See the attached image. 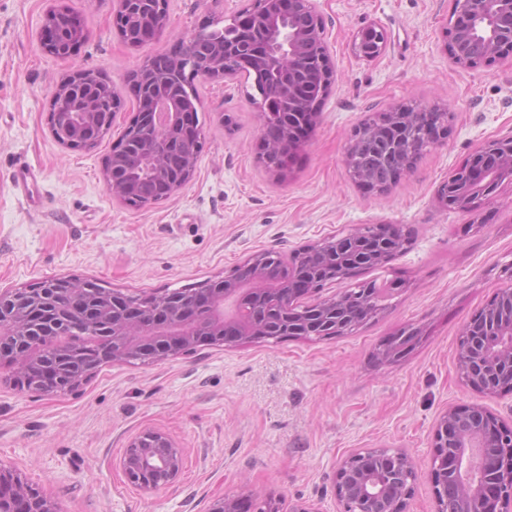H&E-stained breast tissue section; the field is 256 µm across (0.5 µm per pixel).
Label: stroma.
<instances>
[{
	"mask_svg": "<svg viewBox=\"0 0 512 512\" xmlns=\"http://www.w3.org/2000/svg\"><path fill=\"white\" fill-rule=\"evenodd\" d=\"M248 0H168L167 25L143 47L112 24L116 0H0V290L80 278L128 295L182 291L224 277L252 254L287 255L362 224H397L407 250L321 296L381 287V312L345 336L200 346L166 361L103 362L74 392L23 387L0 361V462L55 499L59 512H211L249 491L279 512H340L335 475L357 449H402L417 462L406 512H434L433 434L451 406L480 404L512 424V394L489 397L457 372L471 315L512 282V182L474 207H444L437 189L487 141L512 136V58L464 70L444 50L454 0H317L337 79L308 140L274 172L259 155L260 118L243 79H195L205 140L192 179L168 199L113 198L104 167L136 112L128 79L146 58L174 52L198 28L230 20ZM82 19L67 60L39 33L49 9ZM388 33L382 54L358 56V31ZM109 77L122 100L94 148L60 145L52 96L72 68ZM397 104L447 108L448 136L384 193L355 183L347 143ZM34 176V203L13 186ZM419 336L393 362L377 353ZM167 433L184 453L171 487L147 496L116 463L128 442Z\"/></svg>",
	"mask_w": 512,
	"mask_h": 512,
	"instance_id": "1",
	"label": "stroma"
}]
</instances>
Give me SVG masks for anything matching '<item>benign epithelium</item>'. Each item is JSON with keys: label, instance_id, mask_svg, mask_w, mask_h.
I'll return each mask as SVG.
<instances>
[{"label": "benign epithelium", "instance_id": "1", "mask_svg": "<svg viewBox=\"0 0 512 512\" xmlns=\"http://www.w3.org/2000/svg\"><path fill=\"white\" fill-rule=\"evenodd\" d=\"M117 25L132 46H143L166 26L165 0H118ZM454 22L446 28L445 50L455 66L475 69L512 56V0H454ZM262 9L248 21L262 32L254 40L245 30L225 35L216 56L203 62L182 41L177 63L188 75L232 81L241 64L252 70L281 71L283 83L260 94L263 131L270 121L282 125L275 140H261V155L281 170L285 157L301 142L319 116L321 98L311 94L318 84L328 93L335 82L324 40V21L316 0H261ZM82 25L67 11L43 22L41 44L51 55L69 58L82 42ZM387 35L375 24L361 29L355 50L365 59L379 56ZM97 74L79 69L68 86H58L53 99L58 111L50 124L66 116L71 143L95 144L121 102L112 97L106 113L77 108L73 97L93 84ZM137 113L128 126L125 148L112 153L105 184L113 196L129 202L135 181L130 173L149 167L165 184L163 197L182 189L192 178L200 144L193 114L182 110L178 82L158 71L147 59L134 75ZM449 113L419 111L398 104L362 124L350 138L345 165L350 177L375 192L411 170L415 148L438 144L448 128ZM369 150L379 160L395 158L390 182L373 183L359 167ZM182 157V168L168 167V155ZM512 182V136L477 147L466 163L442 183L437 195L447 207L469 209L490 196L503 182ZM407 238L391 224L360 225L340 236L274 257L256 253L225 275L194 291L167 292L131 299L115 290H98L89 282L53 279L38 288L0 291V357L16 365L20 380L44 392L73 391L85 384L103 360H139L154 364L201 345H233L255 340L304 336H343L379 311L381 288L362 284L304 305L302 297L329 283L353 278L364 264L380 265L402 253ZM74 332L96 338L92 348L61 344L56 338ZM418 336L403 333L381 346L384 361L401 354ZM458 373L466 385L488 395L512 393V283L467 322L459 341ZM431 479L436 512H512V426L507 427L477 404L448 408L434 433ZM184 454L160 430L133 438L118 461L129 482L151 495L175 482ZM417 475V464L406 452L389 448L358 450L344 458L336 471V496L341 512H404L405 500ZM275 512L259 508L258 498L226 496L213 512ZM0 512H58L54 501L33 489L11 469L0 465Z\"/></svg>", "mask_w": 512, "mask_h": 512}]
</instances>
